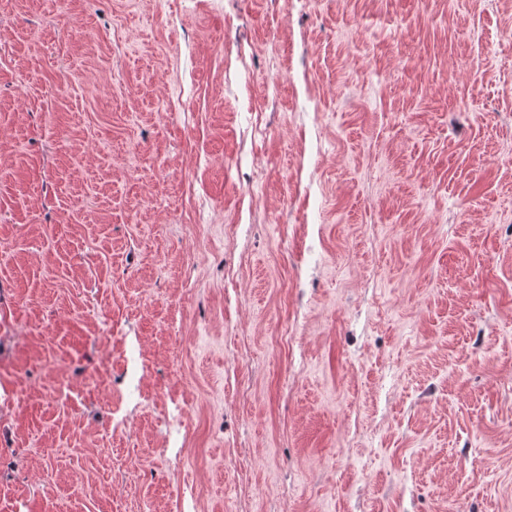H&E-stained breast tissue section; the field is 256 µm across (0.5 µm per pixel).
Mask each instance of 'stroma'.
<instances>
[{
	"mask_svg": "<svg viewBox=\"0 0 512 512\" xmlns=\"http://www.w3.org/2000/svg\"><path fill=\"white\" fill-rule=\"evenodd\" d=\"M512 0H0V512H512Z\"/></svg>",
	"mask_w": 512,
	"mask_h": 512,
	"instance_id": "35a3bbf8",
	"label": "stroma"
}]
</instances>
